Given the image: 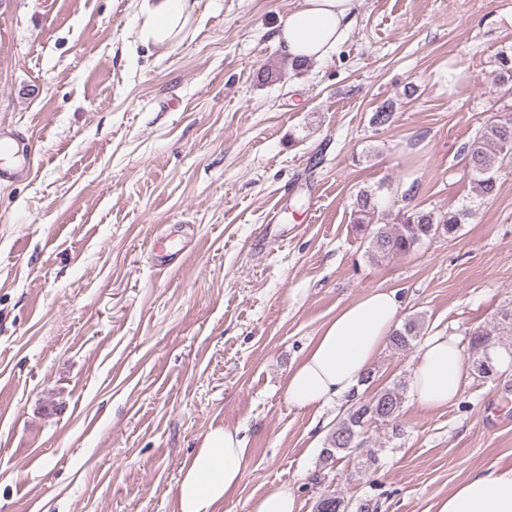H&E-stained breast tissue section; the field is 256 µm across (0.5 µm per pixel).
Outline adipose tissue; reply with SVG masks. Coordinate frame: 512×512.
<instances>
[{
	"label": "adipose tissue",
	"mask_w": 512,
	"mask_h": 512,
	"mask_svg": "<svg viewBox=\"0 0 512 512\" xmlns=\"http://www.w3.org/2000/svg\"><path fill=\"white\" fill-rule=\"evenodd\" d=\"M357 0H294L276 39L289 59L321 61L349 36ZM197 10L195 0H141V37L169 47ZM396 291L372 290L339 309L311 341L285 384L291 404L319 407L346 398L384 348L400 317ZM468 376L455 336L428 337L417 351L410 392L424 409L451 404ZM246 445L238 430L209 431L180 468L176 512H217L242 480ZM437 512H512V468L488 467L457 484Z\"/></svg>",
	"instance_id": "ef3b65f1"
}]
</instances>
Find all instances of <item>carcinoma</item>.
Segmentation results:
<instances>
[{
	"instance_id": "carcinoma-1",
	"label": "carcinoma",
	"mask_w": 512,
	"mask_h": 512,
	"mask_svg": "<svg viewBox=\"0 0 512 512\" xmlns=\"http://www.w3.org/2000/svg\"><path fill=\"white\" fill-rule=\"evenodd\" d=\"M512 81V54L499 53V72L494 76L496 85ZM464 167L470 176V193L458 208L446 211L411 208L391 216L380 209L378 191L361 190L354 201L355 224L367 244V257L381 261L390 256H408L424 245L441 237L453 238L461 226L476 216L479 206L495 197L503 175L512 172V113H506L485 125L464 150ZM424 317L408 318L390 338L396 351H406L423 334ZM500 330L512 335V314L504 315ZM476 329L471 336L473 349L469 369L478 378H490L495 366L490 357L491 336L498 330ZM407 384L396 381L377 391L368 399H350V406L326 437L325 460L339 454L351 456L360 453L364 445V430L374 426L399 431V417ZM314 512H372L368 500L353 503L329 492L314 504Z\"/></svg>"
}]
</instances>
